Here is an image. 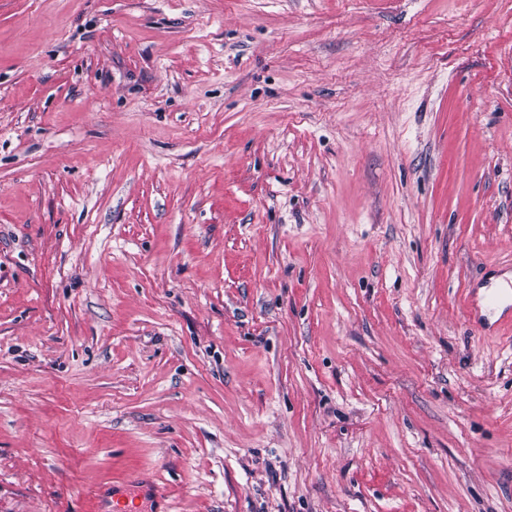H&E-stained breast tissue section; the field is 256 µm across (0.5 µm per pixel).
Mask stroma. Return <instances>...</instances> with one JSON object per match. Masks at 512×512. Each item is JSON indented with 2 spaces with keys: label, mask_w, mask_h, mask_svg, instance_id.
I'll return each mask as SVG.
<instances>
[{
  "label": "stroma",
  "mask_w": 512,
  "mask_h": 512,
  "mask_svg": "<svg viewBox=\"0 0 512 512\" xmlns=\"http://www.w3.org/2000/svg\"><path fill=\"white\" fill-rule=\"evenodd\" d=\"M512 0H0V512H512Z\"/></svg>",
  "instance_id": "1"
}]
</instances>
